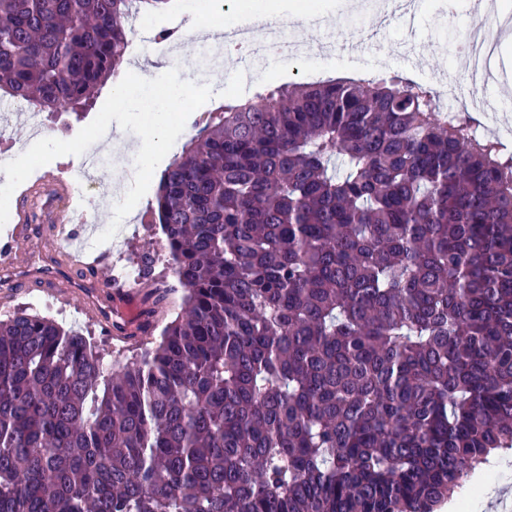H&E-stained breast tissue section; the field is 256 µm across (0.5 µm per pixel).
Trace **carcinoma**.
I'll list each match as a JSON object with an SVG mask.
<instances>
[{
  "mask_svg": "<svg viewBox=\"0 0 512 512\" xmlns=\"http://www.w3.org/2000/svg\"><path fill=\"white\" fill-rule=\"evenodd\" d=\"M166 2L0 0V91L81 116ZM476 123L400 74L209 112L146 207L140 355L0 319V512H434L512 448V154Z\"/></svg>",
  "mask_w": 512,
  "mask_h": 512,
  "instance_id": "cac0c4a2",
  "label": "carcinoma"
}]
</instances>
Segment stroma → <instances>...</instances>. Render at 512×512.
Returning <instances> with one entry per match:
<instances>
[{"label":"stroma","instance_id":"35a3bbf8","mask_svg":"<svg viewBox=\"0 0 512 512\" xmlns=\"http://www.w3.org/2000/svg\"><path fill=\"white\" fill-rule=\"evenodd\" d=\"M309 3L320 21L319 26L301 24L288 31L291 38L307 46V54L272 68L254 65L249 59L223 62L209 77V84L215 90L213 97L204 109L195 110L188 117L171 149L172 154H179L182 144L195 134L205 110L251 97L268 88L306 81L312 69L321 79L363 77L367 74L366 61L383 57L393 71L417 82L432 76L453 82L465 78L458 61V47L461 34L474 19L473 0H423L411 19L396 13L384 17L368 8L346 7L339 0H309ZM200 11L206 13L210 24L219 26L236 23L241 17L238 0H171L166 10L150 14L148 20L156 30L185 32L192 15ZM126 60L136 64L138 75L146 79L176 67L181 79L195 82L203 70L198 52L190 48L173 56L154 47L141 54L131 51ZM111 90L108 84L99 90L81 121L65 124L45 112L40 113V124L36 127L16 121L8 135L0 136V159H14V147L18 144L27 148L42 138L72 139L85 121L97 116ZM92 180L91 192L102 204L98 218L100 222H109L113 216L109 204L117 188H129L128 177L121 168L107 166L96 168ZM145 210L146 204L141 201L128 215L123 248L133 261L142 252H156L164 246L161 237L148 231L144 224ZM79 328L105 361H115L121 352L135 355L146 343L142 337L108 334L103 322L89 314L80 315ZM480 471L488 494L479 503L478 512H512V449L492 454L481 464Z\"/></svg>","mask_w":512,"mask_h":512}]
</instances>
